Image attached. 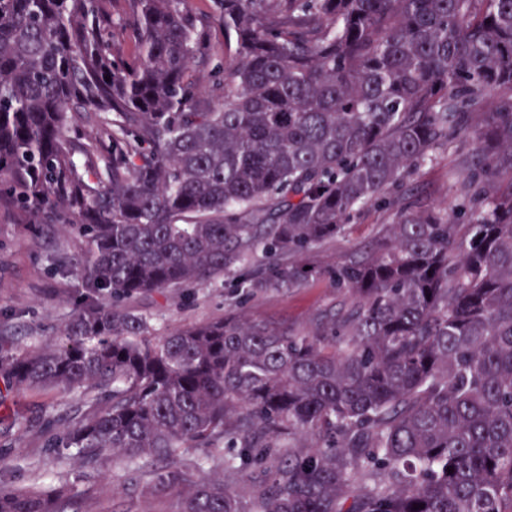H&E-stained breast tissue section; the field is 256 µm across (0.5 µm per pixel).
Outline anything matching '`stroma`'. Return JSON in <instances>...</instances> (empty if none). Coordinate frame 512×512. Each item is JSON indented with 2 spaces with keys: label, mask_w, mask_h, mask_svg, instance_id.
<instances>
[{
  "label": "stroma",
  "mask_w": 512,
  "mask_h": 512,
  "mask_svg": "<svg viewBox=\"0 0 512 512\" xmlns=\"http://www.w3.org/2000/svg\"><path fill=\"white\" fill-rule=\"evenodd\" d=\"M470 157L466 146L439 152L432 162L390 190V206L360 208L345 234L317 245L313 262L326 268L364 251L387 224L394 222L399 206L442 209L458 204L457 188L449 182L448 173L464 171ZM25 223L19 211L0 207V336L12 338L23 349L56 338L60 322L73 309L70 284L52 272L48 252L58 246L75 256L84 247L82 239L60 235L50 227L28 232ZM343 301V294L321 275L294 288H275L245 300L218 283L148 292L127 299L125 305L145 316L149 336L159 339L181 328L223 319L233 311L301 330L312 320L337 312ZM79 399L74 391H13L6 406L0 407V430L13 414L35 420L48 405L63 412ZM151 470L148 464L128 465L108 451L94 467L76 471L72 460L49 454L44 433L37 427L27 431L20 445L0 449V479L21 489L66 487L72 495L90 500L93 512H174V495H140Z\"/></svg>",
  "instance_id": "1"
}]
</instances>
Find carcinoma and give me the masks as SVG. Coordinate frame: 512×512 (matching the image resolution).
<instances>
[{
    "label": "carcinoma",
    "instance_id": "1",
    "mask_svg": "<svg viewBox=\"0 0 512 512\" xmlns=\"http://www.w3.org/2000/svg\"><path fill=\"white\" fill-rule=\"evenodd\" d=\"M187 2L127 0L129 23L0 0V204L84 242L50 257L77 279L65 341L0 336V404L80 392L46 448L155 460L141 495L175 491V512H512V0ZM464 143L455 208L401 207L328 271L336 316L153 342L120 304L299 286L359 207ZM184 448L227 451L245 493L176 465ZM0 512L83 510L0 483Z\"/></svg>",
    "mask_w": 512,
    "mask_h": 512
}]
</instances>
